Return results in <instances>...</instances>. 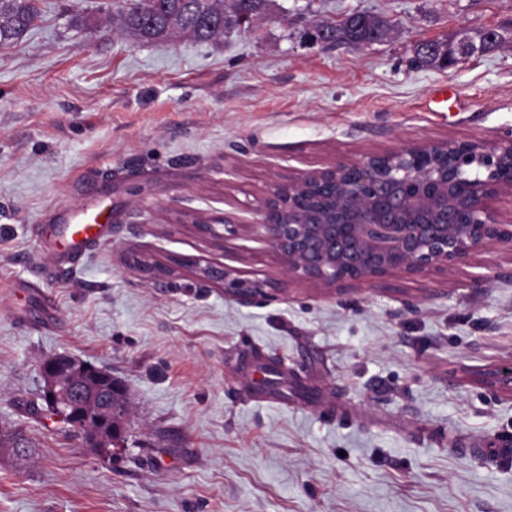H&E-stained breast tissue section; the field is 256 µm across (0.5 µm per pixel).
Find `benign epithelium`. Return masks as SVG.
I'll list each match as a JSON object with an SVG mask.
<instances>
[{
	"label": "benign epithelium",
	"instance_id": "benign-epithelium-1",
	"mask_svg": "<svg viewBox=\"0 0 512 512\" xmlns=\"http://www.w3.org/2000/svg\"><path fill=\"white\" fill-rule=\"evenodd\" d=\"M506 37L492 28L481 37L462 28L455 58L479 53L483 39ZM512 193V141L414 143L334 162L276 184L260 202L258 220L239 224L226 214L195 219L197 231L221 240L252 227L275 255L288 279L334 290L358 289L393 274L446 270L497 242H512L489 200ZM195 276L224 286L239 303L278 291L272 280H251L226 264L196 262ZM43 395L55 415L83 427L92 443L110 447L123 437L126 413L116 406L112 375L88 362L51 357L40 366ZM482 386L512 396V365L469 372Z\"/></svg>",
	"mask_w": 512,
	"mask_h": 512
}]
</instances>
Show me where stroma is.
<instances>
[{
	"mask_svg": "<svg viewBox=\"0 0 512 512\" xmlns=\"http://www.w3.org/2000/svg\"><path fill=\"white\" fill-rule=\"evenodd\" d=\"M255 33L145 42L112 0H42L0 48V512H512V396L469 371L512 364V243L446 271L325 291L289 281L256 233L278 182L417 142L512 140V49L415 68L418 40L512 25V0H276ZM363 10L383 43L305 41L296 19ZM62 209L100 212L79 259ZM282 292L241 304L189 263ZM148 263L175 265L156 279ZM110 371L131 401L112 457L57 419L39 366ZM276 359L279 403L248 371Z\"/></svg>",
	"mask_w": 512,
	"mask_h": 512,
	"instance_id": "stroma-1",
	"label": "stroma"
}]
</instances>
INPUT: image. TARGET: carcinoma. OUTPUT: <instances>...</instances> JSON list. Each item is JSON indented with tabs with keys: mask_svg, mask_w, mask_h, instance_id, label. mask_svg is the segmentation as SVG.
I'll list each match as a JSON object with an SVG mask.
<instances>
[{
	"mask_svg": "<svg viewBox=\"0 0 512 512\" xmlns=\"http://www.w3.org/2000/svg\"><path fill=\"white\" fill-rule=\"evenodd\" d=\"M273 0H121L117 14L125 30L141 40L163 42L181 36L201 41L220 40L224 32L268 15ZM39 0H0V47L21 38L41 18ZM390 21L374 15H354L346 23L313 26L309 36L328 46L360 48L384 41ZM414 60L421 67L453 64L449 40H424L415 45Z\"/></svg>",
	"mask_w": 512,
	"mask_h": 512,
	"instance_id": "cac0c4a2",
	"label": "carcinoma"
}]
</instances>
